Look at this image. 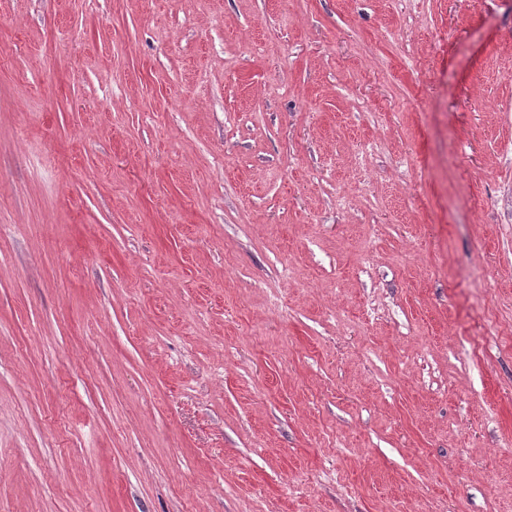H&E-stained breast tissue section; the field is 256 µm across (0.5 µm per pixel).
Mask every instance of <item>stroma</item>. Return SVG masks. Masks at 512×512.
Masks as SVG:
<instances>
[{"mask_svg":"<svg viewBox=\"0 0 512 512\" xmlns=\"http://www.w3.org/2000/svg\"><path fill=\"white\" fill-rule=\"evenodd\" d=\"M0 512H512V0H0Z\"/></svg>","mask_w":512,"mask_h":512,"instance_id":"stroma-1","label":"stroma"}]
</instances>
